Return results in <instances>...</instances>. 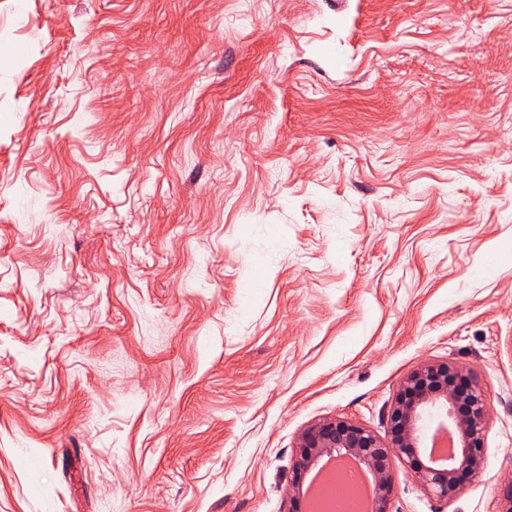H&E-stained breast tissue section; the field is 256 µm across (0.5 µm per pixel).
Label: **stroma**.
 Listing matches in <instances>:
<instances>
[{
    "instance_id": "stroma-1",
    "label": "stroma",
    "mask_w": 512,
    "mask_h": 512,
    "mask_svg": "<svg viewBox=\"0 0 512 512\" xmlns=\"http://www.w3.org/2000/svg\"><path fill=\"white\" fill-rule=\"evenodd\" d=\"M511 124L512 0H0V512H287L444 360L487 467L388 510L497 512Z\"/></svg>"
}]
</instances>
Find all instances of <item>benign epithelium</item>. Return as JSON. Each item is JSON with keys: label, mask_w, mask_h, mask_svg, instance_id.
<instances>
[{"label": "benign epithelium", "mask_w": 512, "mask_h": 512, "mask_svg": "<svg viewBox=\"0 0 512 512\" xmlns=\"http://www.w3.org/2000/svg\"><path fill=\"white\" fill-rule=\"evenodd\" d=\"M489 417L488 400L471 372L448 361L424 363L403 379L386 411L387 439L339 418L321 420L301 433L286 491L289 512L306 510V477L340 457L373 474L374 512H388L396 458L406 459L412 479L446 503L463 491L462 476L475 478L485 469ZM432 429L457 438L455 451L442 463L428 453Z\"/></svg>", "instance_id": "1"}]
</instances>
